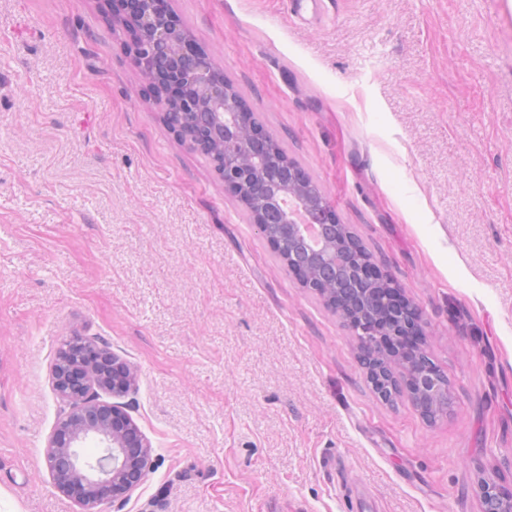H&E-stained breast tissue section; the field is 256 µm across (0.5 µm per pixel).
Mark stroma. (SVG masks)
I'll return each mask as SVG.
<instances>
[{"instance_id": "35a3bbf8", "label": "stroma", "mask_w": 512, "mask_h": 512, "mask_svg": "<svg viewBox=\"0 0 512 512\" xmlns=\"http://www.w3.org/2000/svg\"><path fill=\"white\" fill-rule=\"evenodd\" d=\"M422 312L448 411L380 400L343 320L164 124L104 0H0V512L44 460L63 339L107 343L155 465L101 512H482L512 485V0H170Z\"/></svg>"}]
</instances>
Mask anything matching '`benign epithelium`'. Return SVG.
<instances>
[{
	"mask_svg": "<svg viewBox=\"0 0 512 512\" xmlns=\"http://www.w3.org/2000/svg\"><path fill=\"white\" fill-rule=\"evenodd\" d=\"M153 0H112V20L121 24L131 37L134 64L148 80L151 93L165 96L167 87H181L186 95L181 109L191 123L203 126L221 140L218 172L224 191L241 196L242 148L251 144L252 152L261 150L268 133L253 123L251 112L229 90L224 79L213 75L206 54L195 53L183 38L184 28L173 13L160 14ZM294 203L319 228L321 244L334 236L338 220L328 209L316 214L305 198L297 193L269 197V202L254 213L259 230L278 224L284 235L308 243L305 228L284 206ZM288 270L301 285L320 296L327 289L309 280L299 266ZM52 386L64 408L52 429L45 448V460L53 488L80 507V512H100L106 499L119 504L130 500L154 467L150 441L118 399L135 386L132 366L106 345L62 342L51 370ZM105 393L114 401L101 399ZM99 448L89 455L85 448ZM480 497L499 496L504 512H512V492L497 483L481 485Z\"/></svg>",
	"mask_w": 512,
	"mask_h": 512,
	"instance_id": "1",
	"label": "benign epithelium"
}]
</instances>
